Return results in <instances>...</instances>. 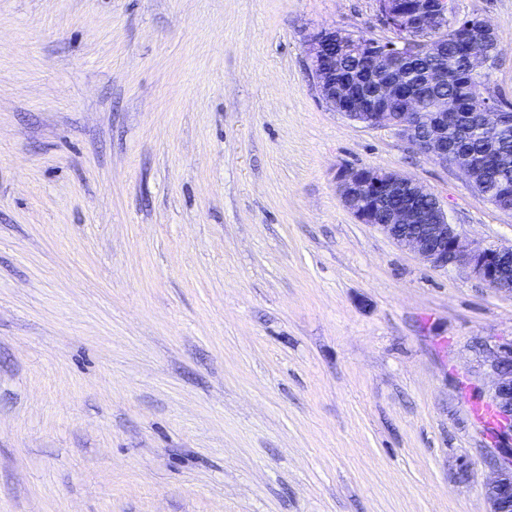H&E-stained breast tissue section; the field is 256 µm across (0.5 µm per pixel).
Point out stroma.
I'll return each instance as SVG.
<instances>
[{"label":"stroma","instance_id":"35a3bbf8","mask_svg":"<svg viewBox=\"0 0 512 512\" xmlns=\"http://www.w3.org/2000/svg\"><path fill=\"white\" fill-rule=\"evenodd\" d=\"M451 7L512 102V0ZM324 26L389 36L376 0H0V512H487L512 296L335 175L406 173L482 245L512 211L331 111Z\"/></svg>","mask_w":512,"mask_h":512}]
</instances>
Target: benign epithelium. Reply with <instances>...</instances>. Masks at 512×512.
<instances>
[{"instance_id":"7a95c632","label":"benign epithelium","mask_w":512,"mask_h":512,"mask_svg":"<svg viewBox=\"0 0 512 512\" xmlns=\"http://www.w3.org/2000/svg\"><path fill=\"white\" fill-rule=\"evenodd\" d=\"M380 19L402 32L399 45L378 52L364 49L360 42L345 39L344 30L324 27L308 40L313 76L325 104L348 109L345 116L368 127L390 125L411 147L443 168L459 170L468 183L481 174V162L448 138V123L455 104L441 98L431 112L414 111L415 102L406 91L401 66L404 54L416 35H430L443 26L451 13L450 0H378ZM466 31L464 54L469 69L487 64L495 31L481 26L478 35L462 21ZM349 54L362 60L356 75L341 70L338 60ZM512 120L502 108L483 113L484 126L498 129ZM343 205L361 224H369L398 245L415 252L437 271L460 268L488 287L512 296V279L504 270L512 262V245L470 247L463 243L439 199L417 179L398 172L369 167L342 169L336 175ZM493 375L492 402L503 416L504 445L494 457V475L484 484L488 512H512L507 494H512V341L485 346Z\"/></svg>"}]
</instances>
